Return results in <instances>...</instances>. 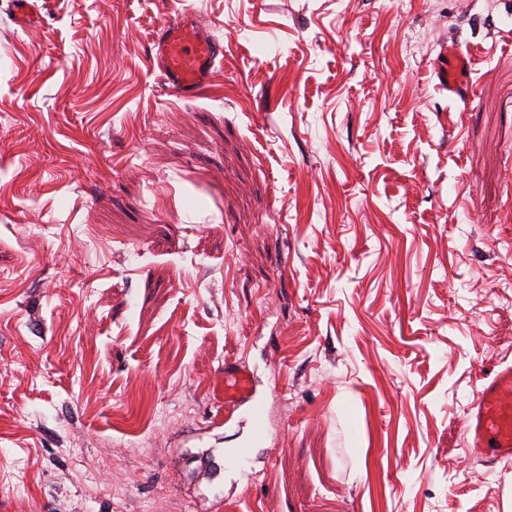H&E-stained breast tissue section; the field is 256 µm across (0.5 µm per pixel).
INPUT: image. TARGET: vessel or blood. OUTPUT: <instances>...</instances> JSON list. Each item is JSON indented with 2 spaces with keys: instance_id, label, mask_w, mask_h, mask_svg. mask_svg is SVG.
<instances>
[{
  "instance_id": "1",
  "label": "vessel or blood",
  "mask_w": 512,
  "mask_h": 512,
  "mask_svg": "<svg viewBox=\"0 0 512 512\" xmlns=\"http://www.w3.org/2000/svg\"><path fill=\"white\" fill-rule=\"evenodd\" d=\"M14 24L21 30L41 24L39 0H10ZM224 47L210 28L199 24L190 11L164 21L157 29L151 63L160 69L168 88L185 97L203 94L212 81ZM438 77L442 88L465 99L471 85V60L457 46H443ZM250 406L253 435H267L264 407L256 400L253 373L229 361L224 365V412ZM465 435L476 455L499 463L512 461V365L499 368L475 390L467 409Z\"/></svg>"
}]
</instances>
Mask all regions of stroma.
I'll use <instances>...</instances> for the list:
<instances>
[{"mask_svg": "<svg viewBox=\"0 0 512 512\" xmlns=\"http://www.w3.org/2000/svg\"><path fill=\"white\" fill-rule=\"evenodd\" d=\"M41 4L0 0L6 512H505L464 419L512 362V0ZM182 8L196 99L149 64ZM14 24L23 31L36 29L41 24L39 0H10ZM224 47L196 15L183 11L156 31L151 64L168 88L183 97H199L212 81ZM441 54L443 61L438 66L441 87L448 90V94L466 102V92L471 85V58L455 45L443 46ZM244 405L251 406L254 437L264 439L267 435L264 407L256 401L253 373L235 361H224V415H232Z\"/></svg>", "mask_w": 512, "mask_h": 512, "instance_id": "obj_1", "label": "stroma"}]
</instances>
